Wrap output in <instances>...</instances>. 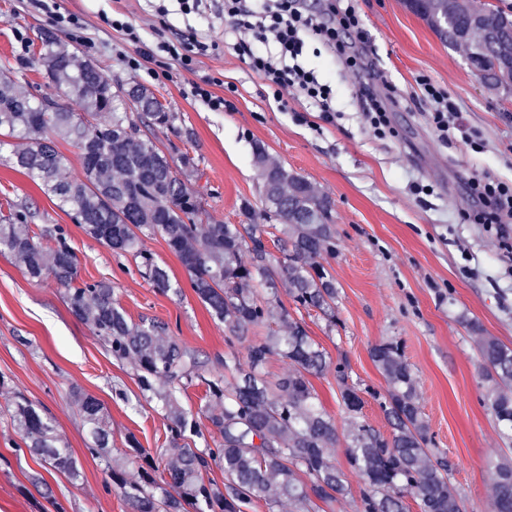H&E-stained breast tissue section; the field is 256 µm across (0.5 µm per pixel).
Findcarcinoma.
Listing matches in <instances>:
<instances>
[{
  "label": "carcinoma",
  "instance_id": "obj_1",
  "mask_svg": "<svg viewBox=\"0 0 512 512\" xmlns=\"http://www.w3.org/2000/svg\"><path fill=\"white\" fill-rule=\"evenodd\" d=\"M402 3L443 42L464 49L468 62L480 63L489 88L512 91V10L482 0ZM41 44L43 67L68 96L83 103V111L61 106L40 112L36 101L18 91L11 71H0V161L40 182L86 234L118 255L140 260L155 288L178 294L181 289L172 288L167 271L139 247L142 237L161 235L187 271L195 294L224 323L229 348L222 361L224 374L206 377L193 353L168 335V324L129 319L112 283L73 286L77 258L63 228L56 229L49 264L42 243L26 229L27 214L0 220V252L17 256L30 277L49 273L67 287L73 313L110 346L113 358L134 364L142 394L161 402L169 421L172 447L154 456L131 439L123 455L114 458L101 404L75 394L90 425L88 451L104 463L106 489L132 502L137 512H241L254 501L276 512L284 499L293 512H311L317 500L347 499L345 475L331 455L336 423L311 382L325 369L326 352L290 317L274 281L277 275L284 278L288 294L302 306L333 310L336 286L321 263L333 239L330 201L258 148L254 162L263 180L265 214L281 226V257L273 260L268 250L266 224H198L197 194L179 176L174 161L140 134L128 113L118 111L112 84L91 61L78 60L53 31H43ZM128 96L139 104L140 119L170 124L171 113L148 89L136 85ZM53 138L79 149L82 178L57 179L64 158L51 144ZM257 280L268 285L269 294L251 287ZM271 320L281 324V332L249 341L252 327ZM243 342L248 343L244 364L234 351ZM477 344L483 375L491 382L485 403L509 438L512 347L493 336H479ZM274 356L287 360L289 368L269 380L264 368ZM370 356L388 384L381 407L391 432L386 436L360 420L361 397L350 387L343 389L350 414L347 463L363 480L354 512H406L407 498L420 512H464L448 478V463L428 448L409 364L391 343L374 346ZM200 383L209 400L195 415L183 410L175 393ZM11 415L30 453L50 456L51 467L71 478L79 475L75 459L36 408L18 399ZM200 417L217 430L220 443L204 449L179 444L187 433L201 434ZM131 465L136 467L134 479L128 477ZM213 465L223 470L228 489L208 477ZM490 469L491 512H512V460L500 459Z\"/></svg>",
  "mask_w": 512,
  "mask_h": 512
}]
</instances>
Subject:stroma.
Instances as JSON below:
<instances>
[{
  "instance_id": "obj_1",
  "label": "stroma",
  "mask_w": 512,
  "mask_h": 512,
  "mask_svg": "<svg viewBox=\"0 0 512 512\" xmlns=\"http://www.w3.org/2000/svg\"><path fill=\"white\" fill-rule=\"evenodd\" d=\"M155 0H0V68L14 72L26 95L56 92L38 63L39 29L56 30L82 60L92 61L119 92L120 111L135 113L124 89L140 85L155 94L173 119L141 132L172 158L189 155L195 170L187 183L197 192L201 223L259 224L262 180L254 148L310 181L332 204L333 250L323 266L336 285L332 313L295 303L284 282L277 294L290 316L305 325L326 351L328 365L312 383L336 421V466L346 472L352 496L362 480L346 461L349 416L343 386L363 399L360 417L382 434L390 425L380 406L387 383L370 357L373 346L398 345L409 364L433 447L445 452L450 480L466 512H490L493 478L488 460L512 449L484 402L482 376L470 323L484 335L512 346V272L481 225L467 223L475 207L464 177L489 174L512 180V93L492 91L475 74L462 49L449 47L402 0H354L365 45L395 88L390 113L397 135L374 137L357 98L368 72L355 73L328 52L308 49L307 60L333 89L335 123L324 120L306 99L279 105L263 79L232 51L197 57L184 70L167 57L150 71L134 70L124 57L132 47L110 20L122 13L153 43ZM79 17L78 33L56 28L54 14ZM167 36L193 26L209 40L232 35L213 9L171 12ZM427 77L447 90L463 122L479 130L481 150L460 138L443 142L429 123L430 103L417 83ZM220 77L224 109L210 110L189 98L194 82ZM432 193L415 194L416 184ZM30 214V232L49 243L56 226L68 232L78 258V282L111 281L134 322L168 323L199 360L227 349L223 322L211 316L192 290L189 276L161 236L142 239L143 249L164 266L174 286L154 288L131 256L118 255L88 236L57 200L25 172L0 164V214ZM344 375H337V365ZM96 398L112 432V452L128 438L149 451L167 447L168 421L157 400L145 399L130 362L115 360L108 345L71 310L67 290L53 277L30 278L13 254L0 253V512H134L107 492L102 463L93 458L88 425L74 391ZM32 403L70 449L80 476L70 479L20 447L11 418L17 398Z\"/></svg>"
}]
</instances>
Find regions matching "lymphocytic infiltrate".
<instances>
[{"label": "lymphocytic infiltrate", "mask_w": 512, "mask_h": 512, "mask_svg": "<svg viewBox=\"0 0 512 512\" xmlns=\"http://www.w3.org/2000/svg\"><path fill=\"white\" fill-rule=\"evenodd\" d=\"M207 1L230 27L235 37L231 45L234 54L266 82L276 102H283L285 96L292 94L307 98L321 112L333 110L331 87L301 61L307 37L326 45L352 71L373 67L365 48L359 47L355 38L360 20L351 0H328L316 13L305 8V0H177L186 14L199 11ZM111 26L132 43L133 51L125 60L134 69L140 68L144 60L164 54L188 70L197 56L210 49L193 34L173 40L161 35L153 44H146L124 15L113 18ZM418 84L433 106L430 121L434 131L440 138H447L449 131L460 124L454 102L447 91L429 79L419 78ZM359 96L365 121L374 136H394L388 119L394 99L367 82L361 84ZM467 181L477 205L466 213V221L482 225L502 250L504 262H511L512 182L474 174Z\"/></svg>", "instance_id": "f902f5d3"}]
</instances>
